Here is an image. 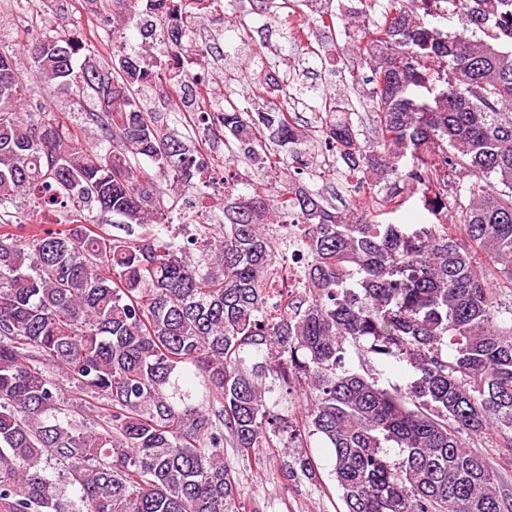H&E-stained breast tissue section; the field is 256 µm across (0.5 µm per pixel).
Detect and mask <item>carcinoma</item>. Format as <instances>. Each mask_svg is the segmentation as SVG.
Returning a JSON list of instances; mask_svg holds the SVG:
<instances>
[{
  "mask_svg": "<svg viewBox=\"0 0 512 512\" xmlns=\"http://www.w3.org/2000/svg\"><path fill=\"white\" fill-rule=\"evenodd\" d=\"M209 2L90 0L146 40L166 30L163 60L100 58L62 26L0 51V512H78L52 461L85 512H260L224 449L260 470L272 448L284 482H314L315 438L345 512H512V488L469 449L485 435L512 449V0H324L309 25L361 20L362 141L348 96L315 85L295 88L322 100L315 134L273 102L280 84L253 94L257 112L208 110L189 65L211 47L183 37ZM450 11L456 31L426 25ZM22 67L95 102L100 148ZM177 86L231 160L275 179L239 195L252 176L236 171L224 198L185 201L202 224L192 250L159 236L171 192L214 165L158 115ZM327 152L346 166L339 207L291 176ZM416 195L432 220L391 222ZM44 211L64 228H34ZM279 222L304 228L307 261L302 296L273 310ZM350 347L402 382L347 366Z\"/></svg>",
  "mask_w": 512,
  "mask_h": 512,
  "instance_id": "cac0c4a2",
  "label": "carcinoma"
}]
</instances>
